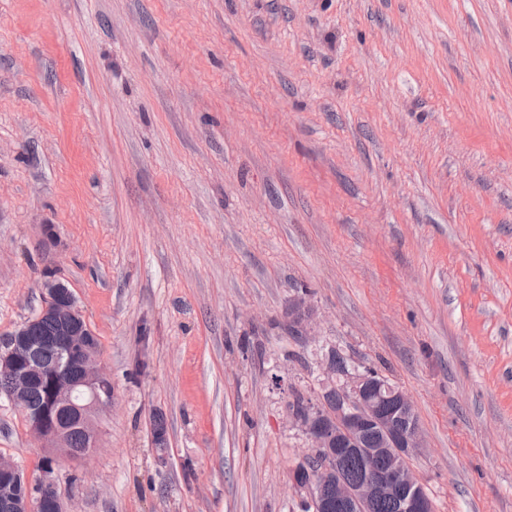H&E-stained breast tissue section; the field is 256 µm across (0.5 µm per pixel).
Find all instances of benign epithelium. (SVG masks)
I'll list each match as a JSON object with an SVG mask.
<instances>
[{
  "label": "benign epithelium",
  "instance_id": "1",
  "mask_svg": "<svg viewBox=\"0 0 512 512\" xmlns=\"http://www.w3.org/2000/svg\"><path fill=\"white\" fill-rule=\"evenodd\" d=\"M42 293L40 310L0 338V374L9 377L7 396L28 420L31 433L52 454L32 478L19 465L0 458V512H65L57 485L58 455L79 459L97 447L95 417L112 405V382L91 347L94 332L72 291L63 281L50 279L42 284ZM316 315L307 294L296 293L288 307V333L312 341L308 326ZM42 321L60 332L53 361L31 336L33 324ZM43 382L50 384L53 414L62 411L72 417L88 436V447H71L68 430L51 420L53 414L28 404L32 389ZM334 390L336 404L330 406L326 395ZM289 416L310 442V451L291 472L309 512H373L382 498L391 500L398 512H434L409 464L424 441L412 400L401 389L352 367L343 373L340 387L325 388L318 402L294 408ZM372 432L380 434L382 447H366ZM349 455L364 463L365 475L358 483L345 473ZM18 482L24 485L20 497L12 492Z\"/></svg>",
  "mask_w": 512,
  "mask_h": 512
}]
</instances>
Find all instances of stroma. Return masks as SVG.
I'll list each match as a JSON object with an SVG mask.
<instances>
[{
	"mask_svg": "<svg viewBox=\"0 0 512 512\" xmlns=\"http://www.w3.org/2000/svg\"><path fill=\"white\" fill-rule=\"evenodd\" d=\"M50 278L112 379L66 512H302L322 344L411 396L435 512H512V0H0V334ZM316 315L317 310L309 301L307 294L298 291L288 307V333L310 343L313 337L308 332V326Z\"/></svg>",
	"mask_w": 512,
	"mask_h": 512,
	"instance_id": "1",
	"label": "stroma"
}]
</instances>
